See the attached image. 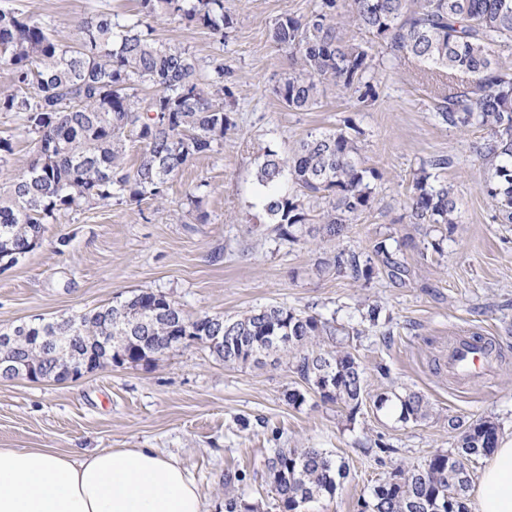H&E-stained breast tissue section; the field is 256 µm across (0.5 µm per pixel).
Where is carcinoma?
<instances>
[{"label": "carcinoma", "instance_id": "obj_1", "mask_svg": "<svg viewBox=\"0 0 512 512\" xmlns=\"http://www.w3.org/2000/svg\"><path fill=\"white\" fill-rule=\"evenodd\" d=\"M132 18L101 12L80 21L65 41L49 24L0 8V65L9 68L10 88L0 89V112L18 114L31 136L33 159L9 179L0 195V260L17 261L41 239L43 224L60 212L112 200H163L168 182L191 159L224 143L235 126L231 92L224 85V62L204 65L185 48L155 37L156 25L172 15L208 30L219 44L233 20L224 0H138ZM347 17L357 28L386 43L398 57L426 63L424 77L436 99L435 119L456 129L482 128L487 135L476 155L488 169L484 191L497 219L512 224V61L499 50L512 48V0H320L305 19L278 18L272 40L288 51L289 70L277 95L293 111H310L319 85L331 81L364 104L375 97L366 80L373 68L366 47L340 33ZM143 86L155 89L147 101ZM134 133L142 145L135 168L127 167L125 141ZM360 131L308 135L291 152L267 150L256 170L261 209L267 217L251 231L288 243L305 237L339 238L375 203L374 169L365 166ZM450 160L438 158L413 178L408 199L410 223H458L453 188L439 172ZM296 190H288V184ZM374 256L360 261L338 250L318 260L320 272L333 270L355 281L375 274L373 258L396 278L405 267L380 241ZM167 310L185 328L170 329L158 319ZM112 313V347L132 363L156 361L173 336H200L210 321L221 322L224 346L209 347L226 365L256 367L277 355L289 359L299 378L327 403L354 415L365 392L357 358L341 348L344 328L335 321L286 306H264L237 316L191 318L164 294L141 291L98 309ZM23 357L39 348L80 354L101 348L96 325L67 329L59 320H41L17 333ZM399 418L418 422L429 406L418 392L396 396ZM459 431L454 453H436L412 468L397 467L361 502V512H449L446 497L457 496L469 512L471 476L465 462L486 456L498 441L497 424L478 418L466 424L448 419ZM267 477L281 512L333 495L347 465L318 448H277L267 460Z\"/></svg>", "mask_w": 512, "mask_h": 512}]
</instances>
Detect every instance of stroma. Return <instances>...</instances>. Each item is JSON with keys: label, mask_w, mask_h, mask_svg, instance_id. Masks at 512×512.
<instances>
[{"label": "stroma", "mask_w": 512, "mask_h": 512, "mask_svg": "<svg viewBox=\"0 0 512 512\" xmlns=\"http://www.w3.org/2000/svg\"><path fill=\"white\" fill-rule=\"evenodd\" d=\"M318 2L224 0L234 25L220 44L176 19L157 26L161 41L201 61L222 54L235 128L214 152L183 166L164 201H116L49 220L32 251L0 262V328L82 314L140 290L163 293L194 318L284 305L349 329L346 342L366 380L356 416L308 392L286 364L227 365L197 344L153 364L112 365L64 383L0 379V448H154L187 469L207 512H224L230 497L257 512H280L268 457L277 448H320L344 460L349 474L334 495L303 512H360L396 465L455 451L449 417H488L500 436L512 437V224L496 220L483 191L487 173L474 148L484 132L438 124L429 92L413 79L416 61L395 58L353 26L347 35L371 48L375 101L359 104L326 83L313 110L285 108L276 89L288 54L270 31L280 16L308 17ZM8 4L65 39L97 11L128 17L137 9L136 0ZM349 126L360 130L361 155L378 174L376 202L349 234L289 245L250 233L264 221L255 184L264 151ZM438 156L450 160L443 175L460 219L434 231L410 222L407 199L416 171ZM381 240L406 267L402 279L381 274L356 282L315 271L324 254L344 249L364 258ZM372 304L382 309L375 324L362 319ZM464 332L491 338L497 362L486 378L461 385L447 363L453 339ZM291 389L305 392L301 407L289 405ZM408 390L429 401L430 418L405 423L395 403L376 404L381 393Z\"/></svg>", "instance_id": "stroma-1"}]
</instances>
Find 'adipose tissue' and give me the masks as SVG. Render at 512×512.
Instances as JSON below:
<instances>
[{
    "instance_id": "ef3b65f1",
    "label": "adipose tissue",
    "mask_w": 512,
    "mask_h": 512,
    "mask_svg": "<svg viewBox=\"0 0 512 512\" xmlns=\"http://www.w3.org/2000/svg\"><path fill=\"white\" fill-rule=\"evenodd\" d=\"M480 512H512V439L487 458ZM0 512H206L196 483L154 448L85 455L0 448Z\"/></svg>"
}]
</instances>
